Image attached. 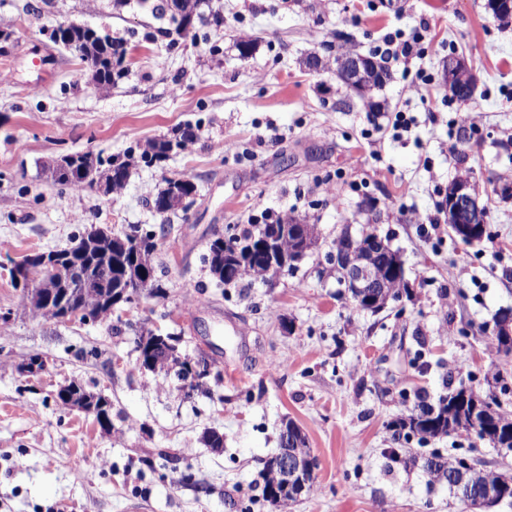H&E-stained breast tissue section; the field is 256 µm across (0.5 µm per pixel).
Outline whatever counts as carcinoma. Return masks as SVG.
Wrapping results in <instances>:
<instances>
[{"label": "carcinoma", "instance_id": "1", "mask_svg": "<svg viewBox=\"0 0 512 512\" xmlns=\"http://www.w3.org/2000/svg\"><path fill=\"white\" fill-rule=\"evenodd\" d=\"M61 34L68 36L69 42L73 43V48L79 52L81 61L91 71L92 80L98 88L106 90L121 77L127 54L124 43L113 40L107 33L71 26L54 29L51 39L56 42ZM195 137L193 127L188 124L175 130L171 137L147 142L140 153V160L151 165L162 159L163 152L171 142H177L183 150ZM134 163L133 153L127 152L121 157L102 159L97 156L91 159L85 165V173L81 177L75 176L71 171L60 169L55 159L49 163V168L54 182L63 191L105 188L117 193L126 185ZM283 220L284 217L279 216L269 223L245 224L241 227L237 225L233 231L227 232L223 244H210L206 260L216 285L224 288L236 287L247 279L262 278L258 272L241 273L239 269L247 267L259 256V253L251 251V247L257 242L261 230L268 228L280 231L283 228ZM155 248V236L150 231L133 228L131 232H126L115 239L110 233L94 235L90 228H85L72 251L75 259L87 260L85 268L92 269L93 317L104 319L112 312L110 305L98 299L104 288L127 289L128 302L132 301L135 295H155L153 289L160 288L155 276ZM141 272L150 278L148 293L140 286ZM41 281L40 287L58 295L68 287L67 281L52 271L44 273ZM74 395L75 399L72 402L62 396L58 397V400L66 406L72 405L86 410L90 406L86 399L94 397L95 392L78 386ZM476 406L479 407L477 418L480 422V430L476 435L489 441L496 448L512 449V412L504 409L496 394L490 392L483 396L464 387L450 389L447 394L439 396L436 402L413 409L409 415L394 422L391 425L393 440L397 443H408L415 439L422 444L431 439L448 437L459 431L468 432L473 427L471 417ZM288 424L293 426L292 435L288 437V450L302 459L311 455L312 449L309 448L307 436L293 424V421H288ZM389 458L395 463L401 461L406 465L419 467L427 478V484L448 487L456 498L468 507L484 503L489 486L496 489L504 499L512 502V475L475 468L469 473L465 488L462 489L457 486L450 468L453 458L437 451L428 454L411 453L403 459L397 449L392 448L389 451Z\"/></svg>", "mask_w": 512, "mask_h": 512}]
</instances>
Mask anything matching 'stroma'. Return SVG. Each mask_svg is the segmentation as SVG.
<instances>
[{"mask_svg": "<svg viewBox=\"0 0 512 512\" xmlns=\"http://www.w3.org/2000/svg\"><path fill=\"white\" fill-rule=\"evenodd\" d=\"M190 34L112 0H0V512H275L262 497L264 461L282 418L318 461L313 491L287 512H462L429 491L418 468L392 463L391 422L418 400L466 385L512 407V353L491 345L512 307V24L485 0H202ZM429 23L438 52L389 60L390 80L365 102L336 76V52L383 48ZM109 33L128 70L96 88L58 25ZM252 50L241 57L240 42ZM463 57L478 84L451 97L442 62ZM319 56L321 69L306 60ZM404 113L408 127L394 126ZM469 113L473 125L457 117ZM195 127L187 149L131 170L120 195L61 192L53 157H104ZM234 143L222 152V142ZM489 212L480 242L452 233L440 204L464 173ZM188 178L184 213L153 207L167 180ZM289 214L320 240L277 281L215 287L204 260L215 231ZM156 234L163 292L105 319L33 315L11 271L27 255L74 246L86 226ZM389 238L412 295L373 314L336 282L326 255L344 225ZM178 337L196 383L141 364V333ZM47 369L24 370L31 357ZM76 383L111 404L112 429L61 406ZM224 437L210 447V433ZM449 455L512 472V451L459 432L432 442Z\"/></svg>", "mask_w": 512, "mask_h": 512, "instance_id": "1", "label": "stroma"}]
</instances>
